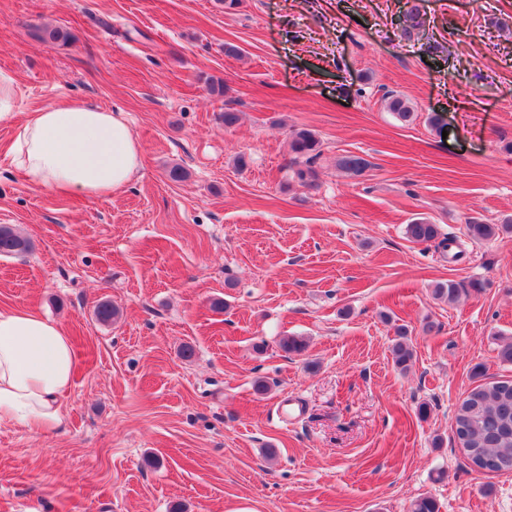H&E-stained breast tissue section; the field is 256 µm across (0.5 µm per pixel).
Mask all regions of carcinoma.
Here are the masks:
<instances>
[{"label": "carcinoma", "mask_w": 512, "mask_h": 512, "mask_svg": "<svg viewBox=\"0 0 512 512\" xmlns=\"http://www.w3.org/2000/svg\"><path fill=\"white\" fill-rule=\"evenodd\" d=\"M388 109L399 119L406 121L413 108L409 101L393 94L388 100ZM291 148L294 157V177L302 184L314 185L315 170L310 160L317 155L318 140L307 129L292 133ZM338 167L359 175L369 162L357 155H344L337 161ZM500 232H512L511 224H469L468 236L475 242L494 237ZM407 236L415 243H428L438 237V227L423 220L406 225ZM31 249V242L8 225H0V256H14ZM483 283L471 281L468 284L449 281L434 288L439 299L455 300L460 294L480 293ZM394 364L401 370L409 367L414 353L407 337V331L399 329L391 347ZM473 396L467 409L465 427L470 441L482 459L484 471L489 473L512 472V380L495 384L480 383L470 390Z\"/></svg>", "instance_id": "carcinoma-1"}]
</instances>
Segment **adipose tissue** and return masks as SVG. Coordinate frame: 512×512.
I'll list each match as a JSON object with an SVG mask.
<instances>
[{
  "instance_id": "1",
  "label": "adipose tissue",
  "mask_w": 512,
  "mask_h": 512,
  "mask_svg": "<svg viewBox=\"0 0 512 512\" xmlns=\"http://www.w3.org/2000/svg\"><path fill=\"white\" fill-rule=\"evenodd\" d=\"M10 162L33 187L102 199L128 184L140 148L121 114L78 100L26 114ZM77 358L57 322L26 309L0 308V424L33 433L60 427Z\"/></svg>"
}]
</instances>
